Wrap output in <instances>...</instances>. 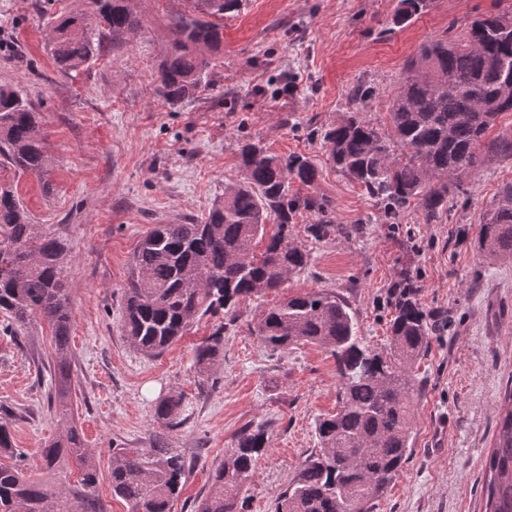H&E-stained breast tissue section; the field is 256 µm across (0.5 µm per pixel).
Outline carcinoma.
<instances>
[{"label":"carcinoma","mask_w":512,"mask_h":512,"mask_svg":"<svg viewBox=\"0 0 512 512\" xmlns=\"http://www.w3.org/2000/svg\"><path fill=\"white\" fill-rule=\"evenodd\" d=\"M243 0H184L170 22V43L158 67L165 100L180 104L207 83L212 58L224 48V15ZM96 15L54 23L50 46L57 64L74 70L93 59L107 37L121 45L143 26L135 0H94ZM428 0H398L395 21L421 13ZM372 87H351L350 108L322 130L336 168L383 208L387 222L416 203L427 224L448 211L449 187L475 173L486 152L512 158V131L492 139L499 116L512 112V9L474 18L461 36L421 47L407 60L398 93L389 103L391 133L362 116ZM39 113L18 91L0 88V156L16 170L40 174L48 164L38 135ZM240 177L224 185L200 224H160L140 243L123 303V335L138 351L158 356L193 323L220 318L198 346L200 373L224 358V328L243 298L283 285L302 271L310 250L292 240L290 227L302 211L316 214L307 228L313 240L364 235L363 224H338L332 201L290 193L291 181L311 186L318 171L302 155L271 154L246 141L240 147ZM276 231L266 233L268 220ZM481 252L512 260V182L505 185L486 222L479 225ZM67 240L34 224L13 191H0V313L4 329L17 331L40 318L51 329L57 358L69 351L71 315L64 272ZM418 288L404 277L390 288V343L383 351L358 334L349 302L325 290L295 293L263 312L255 334L271 351L299 343L331 349L340 378L336 414L316 427L320 448L309 454L276 500L274 512H370L374 500L400 475L411 456L413 369L429 347V336L445 322L430 314ZM500 421L495 448L486 461L485 512H512V394ZM183 399L166 397L155 408L169 429L180 425ZM262 425L237 434L213 469L208 495L194 512H245L248 486L266 451ZM8 428L0 424V512H102L100 475L92 452L76 429L40 450L52 470L74 458L82 467L78 485L53 489L17 463ZM189 469L187 459L157 438L149 448H114L108 481L112 495L130 512H174Z\"/></svg>","instance_id":"obj_1"}]
</instances>
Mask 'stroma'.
Returning a JSON list of instances; mask_svg holds the SVG:
<instances>
[{
    "label": "stroma",
    "instance_id": "stroma-1",
    "mask_svg": "<svg viewBox=\"0 0 512 512\" xmlns=\"http://www.w3.org/2000/svg\"><path fill=\"white\" fill-rule=\"evenodd\" d=\"M398 0H244L224 17V51L212 60L193 100L168 105L155 72L179 0H137L144 17L122 47L103 42L90 62L62 72L49 46L60 17L89 14L93 0H0V87L20 90L39 112L51 162L21 173L0 158V189L12 190L33 223L68 237L72 312L70 412L51 404L57 364L49 331H0V404L15 415L13 445L32 476L50 486L76 482L75 461L47 471L37 462L46 442L76 427L102 476L105 512H129L107 480L112 449L147 448L157 437L191 463L174 512H194L211 473L244 425L265 424L268 449L249 486L247 512H272L276 498L318 446L316 425L337 410L340 384L329 349L303 344L280 353L261 347L253 328L283 297L309 290L344 295L359 334L376 350L389 341L387 291L403 276L420 303L448 315L415 366L411 457L372 512H484L485 463L495 446L512 389V263L486 257L475 243L512 159L489 156L451 193L442 223L409 207L398 229L377 203L336 171L321 136L347 111L355 83L371 85L364 116L390 132L388 104L404 63L423 43L461 34L466 24L512 0H431L398 25ZM294 84L283 94L285 84ZM270 152L312 159L319 176L300 194L332 200L340 224L367 223L360 238L311 244L308 266L284 288L240 302L224 330V359L206 382L195 349L211 333L200 320L160 356L132 347L122 333L123 295L133 254L155 225L204 220L224 185L239 173L244 141ZM185 400L181 424L167 429L157 400Z\"/></svg>",
    "mask_w": 512,
    "mask_h": 512
}]
</instances>
